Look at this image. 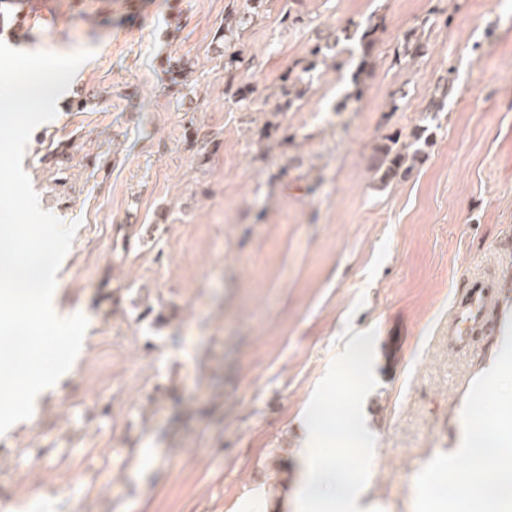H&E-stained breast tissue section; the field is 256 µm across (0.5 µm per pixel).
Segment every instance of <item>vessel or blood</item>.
<instances>
[{
	"label": "vessel or blood",
	"mask_w": 512,
	"mask_h": 512,
	"mask_svg": "<svg viewBox=\"0 0 512 512\" xmlns=\"http://www.w3.org/2000/svg\"><path fill=\"white\" fill-rule=\"evenodd\" d=\"M501 320L500 281L496 272L475 273L464 281L448 317V346L468 353L477 339L495 331Z\"/></svg>",
	"instance_id": "vessel-or-blood-1"
}]
</instances>
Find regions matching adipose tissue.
<instances>
[{"label": "adipose tissue", "mask_w": 512, "mask_h": 512, "mask_svg": "<svg viewBox=\"0 0 512 512\" xmlns=\"http://www.w3.org/2000/svg\"><path fill=\"white\" fill-rule=\"evenodd\" d=\"M317 442L316 430H309L303 442L304 464L293 481V500L280 502V512L291 505L309 512L316 502L327 498L332 499L337 512H365L362 489L354 483H340V468L319 453ZM467 475L479 484L485 512H496L499 504L512 500V458L491 451L470 461Z\"/></svg>", "instance_id": "adipose-tissue-1"}]
</instances>
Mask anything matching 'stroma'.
<instances>
[{"label": "stroma", "instance_id": "1", "mask_svg": "<svg viewBox=\"0 0 512 512\" xmlns=\"http://www.w3.org/2000/svg\"><path fill=\"white\" fill-rule=\"evenodd\" d=\"M245 2L26 0L41 21L0 35L93 53L22 163L77 227L53 308L88 327L0 434L10 512H252L300 467L308 421L373 512H454L466 428L512 448V360L484 371L512 337V95L491 81L512 69V0H267L230 78L215 33ZM371 24L362 74L348 37ZM412 31L425 54L396 59ZM321 32L341 42L319 64ZM169 56L190 60L188 89ZM388 137L422 152L384 185L371 157ZM484 267L500 331L460 357L448 313Z\"/></svg>", "mask_w": 512, "mask_h": 512}]
</instances>
